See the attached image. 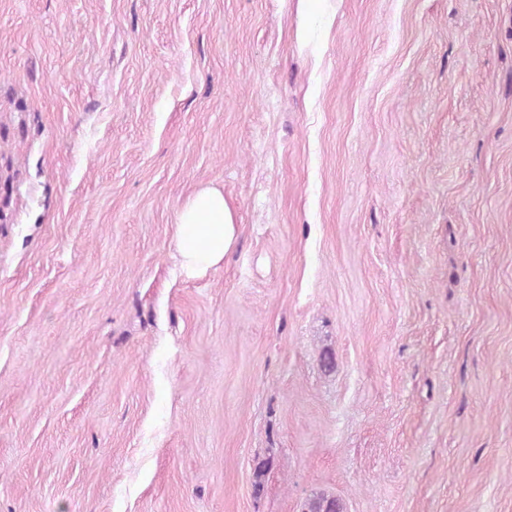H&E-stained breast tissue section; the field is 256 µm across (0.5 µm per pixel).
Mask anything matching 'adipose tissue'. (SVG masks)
I'll list each match as a JSON object with an SVG mask.
<instances>
[{
  "mask_svg": "<svg viewBox=\"0 0 512 512\" xmlns=\"http://www.w3.org/2000/svg\"><path fill=\"white\" fill-rule=\"evenodd\" d=\"M236 237L237 226L222 188L211 185L196 190L187 198L176 226L182 274L198 278L219 266Z\"/></svg>",
  "mask_w": 512,
  "mask_h": 512,
  "instance_id": "adipose-tissue-1",
  "label": "adipose tissue"
}]
</instances>
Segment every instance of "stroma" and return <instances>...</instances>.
<instances>
[{
	"instance_id": "stroma-1",
	"label": "stroma",
	"mask_w": 512,
	"mask_h": 512,
	"mask_svg": "<svg viewBox=\"0 0 512 512\" xmlns=\"http://www.w3.org/2000/svg\"><path fill=\"white\" fill-rule=\"evenodd\" d=\"M322 494L512 512V0H0V512ZM236 237L237 226L222 188L211 185L196 190L187 198L176 224L182 274L198 278L219 266Z\"/></svg>"
}]
</instances>
